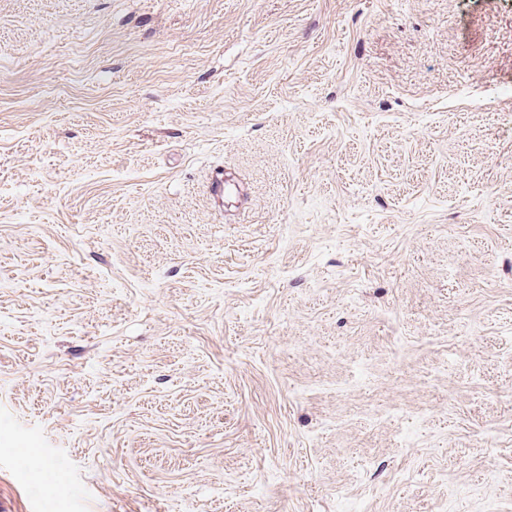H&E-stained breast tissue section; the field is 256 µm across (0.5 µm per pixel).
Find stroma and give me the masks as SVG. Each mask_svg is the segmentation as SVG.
Here are the masks:
<instances>
[{"label":"stroma","instance_id":"obj_1","mask_svg":"<svg viewBox=\"0 0 512 512\" xmlns=\"http://www.w3.org/2000/svg\"><path fill=\"white\" fill-rule=\"evenodd\" d=\"M0 499L512 512V0H0Z\"/></svg>","mask_w":512,"mask_h":512}]
</instances>
